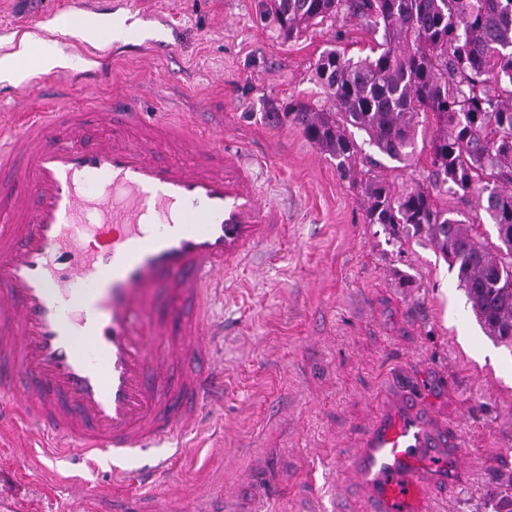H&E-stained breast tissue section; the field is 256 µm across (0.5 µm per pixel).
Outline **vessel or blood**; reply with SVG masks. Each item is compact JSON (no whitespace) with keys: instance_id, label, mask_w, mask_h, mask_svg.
<instances>
[{"instance_id":"obj_1","label":"vessel or blood","mask_w":512,"mask_h":512,"mask_svg":"<svg viewBox=\"0 0 512 512\" xmlns=\"http://www.w3.org/2000/svg\"><path fill=\"white\" fill-rule=\"evenodd\" d=\"M279 221L237 151L131 96L1 129L0 403L89 466L198 427L222 387L215 294ZM431 437L404 407L345 453L376 512H431Z\"/></svg>"}]
</instances>
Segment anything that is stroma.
<instances>
[{
	"label": "stroma",
	"instance_id": "1",
	"mask_svg": "<svg viewBox=\"0 0 512 512\" xmlns=\"http://www.w3.org/2000/svg\"><path fill=\"white\" fill-rule=\"evenodd\" d=\"M271 0H0V57L21 36L57 42L78 67L52 74L71 101L94 93L137 94L148 112H176L240 145L262 198L284 217L285 234L264 242L224 275L214 312L224 322L218 357L224 398L183 439L158 485H126L113 503L110 468L59 459L24 430L0 439V512H139L146 503L178 512H363L344 449L401 390L425 389L424 404L460 461L438 512H493L512 479V349L486 336L457 270L427 238L394 246L365 223L360 192L292 124L275 123L289 98L318 104L321 53L368 54L371 36L347 17L285 39ZM75 14L122 24L110 42L60 30ZM27 68L0 80V121L29 111L44 85ZM432 129L421 125L411 166L366 144L360 168L406 186H429ZM99 485L85 498L72 485Z\"/></svg>",
	"mask_w": 512,
	"mask_h": 512
}]
</instances>
